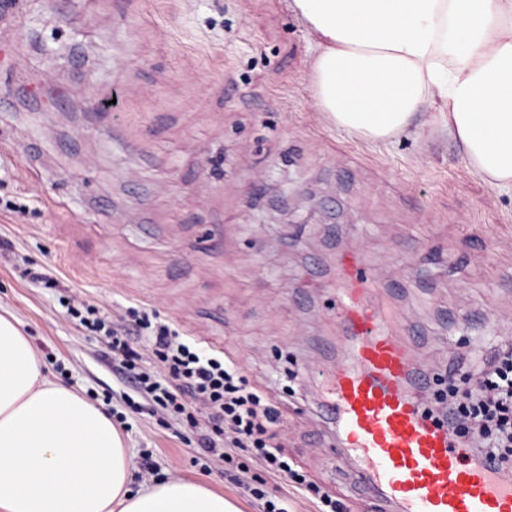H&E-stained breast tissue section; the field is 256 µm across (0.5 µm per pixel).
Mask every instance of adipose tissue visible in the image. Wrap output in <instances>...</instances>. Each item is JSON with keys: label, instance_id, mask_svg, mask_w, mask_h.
<instances>
[{"label": "adipose tissue", "instance_id": "1", "mask_svg": "<svg viewBox=\"0 0 512 512\" xmlns=\"http://www.w3.org/2000/svg\"><path fill=\"white\" fill-rule=\"evenodd\" d=\"M313 38V100L371 142L429 115L471 169L512 189V0H291ZM112 419L52 379L19 320L0 313V512H239L201 482L133 490Z\"/></svg>", "mask_w": 512, "mask_h": 512}]
</instances>
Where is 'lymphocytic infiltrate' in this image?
Returning <instances> with one entry per match:
<instances>
[{
	"instance_id": "1",
	"label": "lymphocytic infiltrate",
	"mask_w": 512,
	"mask_h": 512,
	"mask_svg": "<svg viewBox=\"0 0 512 512\" xmlns=\"http://www.w3.org/2000/svg\"><path fill=\"white\" fill-rule=\"evenodd\" d=\"M67 309L86 330L102 334L130 408L164 411L186 427L195 425L196 410L207 411L215 430L202 440L205 461L225 466L227 476L259 502L261 512H288L285 500L269 498L249 481L246 469L234 463L232 449L248 448L265 471L292 476L299 484L306 481L272 442L270 430L280 422L279 410L266 395L250 389L234 361L135 308L129 309L128 323L119 328L93 305L71 303ZM143 332L152 337L159 370H167L172 383L160 380L159 370L146 367L132 349L131 338ZM474 375L475 386L449 388L448 427L477 459L499 470L511 468L512 348L497 350Z\"/></svg>"
}]
</instances>
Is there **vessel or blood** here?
Segmentation results:
<instances>
[{
	"mask_svg": "<svg viewBox=\"0 0 512 512\" xmlns=\"http://www.w3.org/2000/svg\"><path fill=\"white\" fill-rule=\"evenodd\" d=\"M336 284L345 346L323 416L367 485L394 512H512V473L475 461L426 416L425 371L395 334L357 252L341 256Z\"/></svg>",
	"mask_w": 512,
	"mask_h": 512,
	"instance_id": "1",
	"label": "vessel or blood"
}]
</instances>
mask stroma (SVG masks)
<instances>
[{
  "mask_svg": "<svg viewBox=\"0 0 512 512\" xmlns=\"http://www.w3.org/2000/svg\"><path fill=\"white\" fill-rule=\"evenodd\" d=\"M55 3L13 0L0 17V44L23 47L0 62V307L47 373L111 414L135 462L152 455L156 478L202 480L257 512L205 469L207 414L192 431L126 407L59 289L113 323L141 308L224 352L279 407L291 465L356 512H383L319 415L344 345L337 258L358 251L380 281L433 408L449 358L512 339V193L443 130L372 143L326 122L289 0H67L58 19ZM37 81L45 97L23 105ZM232 455L290 512H319L250 449Z\"/></svg>",
  "mask_w": 512,
  "mask_h": 512,
  "instance_id": "1",
  "label": "stroma"
}]
</instances>
